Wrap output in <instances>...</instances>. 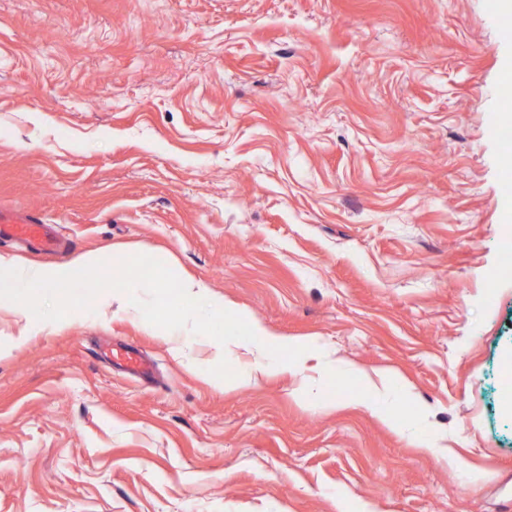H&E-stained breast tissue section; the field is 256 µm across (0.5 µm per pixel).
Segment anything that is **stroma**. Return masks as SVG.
<instances>
[{"label": "stroma", "instance_id": "obj_1", "mask_svg": "<svg viewBox=\"0 0 512 512\" xmlns=\"http://www.w3.org/2000/svg\"><path fill=\"white\" fill-rule=\"evenodd\" d=\"M511 75L512 0H0V206L73 244L0 257L148 255L321 346L226 389L122 293L0 306V512H512Z\"/></svg>", "mask_w": 512, "mask_h": 512}]
</instances>
